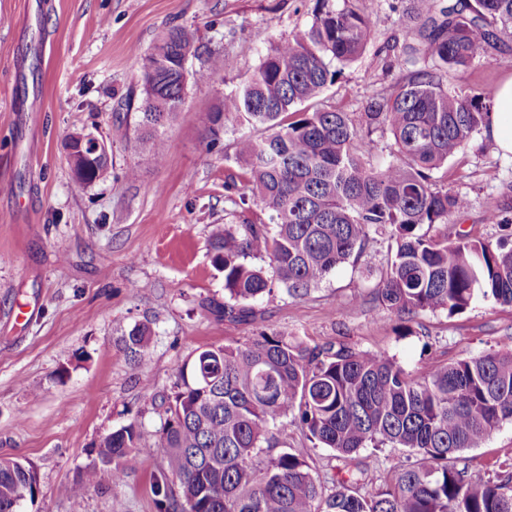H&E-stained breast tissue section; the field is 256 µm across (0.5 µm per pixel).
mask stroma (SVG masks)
<instances>
[{
    "instance_id": "obj_1",
    "label": "stroma",
    "mask_w": 512,
    "mask_h": 512,
    "mask_svg": "<svg viewBox=\"0 0 512 512\" xmlns=\"http://www.w3.org/2000/svg\"><path fill=\"white\" fill-rule=\"evenodd\" d=\"M316 0H0V458L34 468L35 501L24 512H73L72 487L97 456L103 436L135 422L144 433L123 484L110 478L85 496L82 512H159L153 491L161 468L151 444L165 419L162 399L196 351L244 344L260 332L288 331L315 347L345 345L393 357L414 374L477 355L512 339V307L480 300L464 313H426L412 333L375 297L388 243L370 242L358 262L333 270L305 296L285 290L253 301V321L215 318L205 301L224 299V276L212 264L210 239L236 223L224 197L235 171L232 145L242 135L226 122L207 148L209 114L240 87L271 42L308 26ZM376 15L375 41L338 77L319 107L363 111L383 86L377 49L410 20L386 0H362ZM198 28L214 49L212 84L191 88L164 127L167 152L155 164L138 139L136 114L117 111L135 88L136 50H147L168 25ZM236 62L224 68L225 57ZM512 78V51L482 55L449 76L456 90ZM40 109L28 111L30 101ZM91 132L109 144L100 178L72 176L62 143ZM499 177L487 180L488 162ZM138 177L127 180L128 169ZM470 206L435 233L465 229L492 242L507 238L488 223L492 209L512 208V159L476 134L465 159L439 172ZM149 327V358L133 366L121 338ZM407 453L367 448L366 491L381 488ZM473 467L495 473L512 459V424L481 448L464 452Z\"/></svg>"
}]
</instances>
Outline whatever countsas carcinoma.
I'll return each mask as SVG.
<instances>
[{"label":"carcinoma","mask_w":512,"mask_h":512,"mask_svg":"<svg viewBox=\"0 0 512 512\" xmlns=\"http://www.w3.org/2000/svg\"><path fill=\"white\" fill-rule=\"evenodd\" d=\"M361 0H317L311 23L271 44L247 81L224 94L209 114V146L235 120L260 136L233 143L239 172L224 181L228 200L248 213L210 241L224 273L229 320L256 318L246 303L278 282L302 297L338 265L366 252L375 235L390 241L376 298L405 330L427 312L449 316L478 300L512 306V247L460 232L454 241L423 231L464 212L468 200L434 177L466 154L488 124L495 90L461 94L451 71L512 40V0H416L412 26L382 47L389 85L355 117L310 104L336 83L342 68L373 41L377 20ZM211 52L198 30L166 28L140 60L139 88L120 101L136 111L141 139L163 162L161 128L191 87L212 73L195 68ZM388 131L391 160L372 164L373 133ZM64 147L75 178L94 182L108 156ZM273 228H268V225ZM266 257L275 278L246 263ZM147 329L133 327L125 347L138 364L148 358ZM152 448L163 466L155 478L159 512H512V463L491 477L461 463L512 423V348L480 354L414 375L386 354L329 345L311 349L286 332L262 333L245 345L211 346L187 359L168 398ZM299 424L315 445L344 466L327 486L307 463L310 449L271 454L273 429ZM136 423L105 435L98 458L73 488L74 512L102 475L120 486L140 448ZM365 448H404L411 460L386 488L362 491L354 463ZM39 488L34 469L0 460V512H23Z\"/></svg>","instance_id":"1"}]
</instances>
